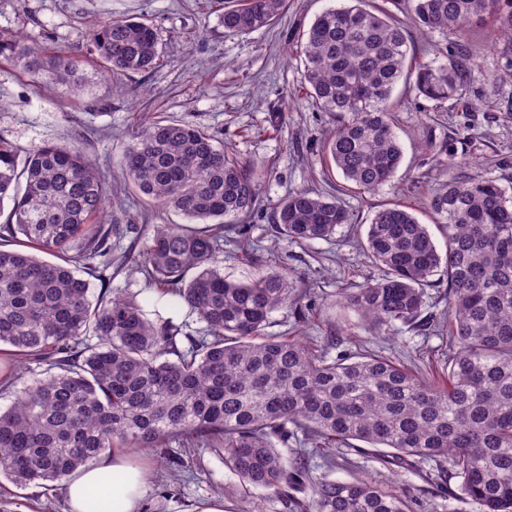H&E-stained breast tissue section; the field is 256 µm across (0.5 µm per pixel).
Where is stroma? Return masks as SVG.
Here are the masks:
<instances>
[{
	"label": "stroma",
	"instance_id": "35a3bbf8",
	"mask_svg": "<svg viewBox=\"0 0 512 512\" xmlns=\"http://www.w3.org/2000/svg\"><path fill=\"white\" fill-rule=\"evenodd\" d=\"M342 2L288 0L273 24L228 35L220 22L223 0H0L1 42L22 38L65 54H82V31L109 16L144 19L160 38L159 60L146 73L112 77L98 61H89L87 94L80 101L29 74L0 71V136L27 149L46 141L77 144L112 188V205L103 223L135 225L125 242L137 250L149 243L154 225L181 221L175 213L134 196L119 164L141 117L208 130L244 160L268 169L265 200L276 202L301 189L338 197L353 221L338 228L330 241L290 245L272 232L268 209L248 217L250 238L259 245L265 265L283 257L297 287L307 291L305 315L290 309L275 312L267 334L317 345L331 335L335 344L330 356L369 351L440 382L447 331L421 333L402 325L378 335L352 310L341 307L338 296L341 289L355 287L374 273L357 241L364 238L381 205H408L426 224L427 198L445 176H491L512 191V83L493 86L483 78L512 64V52L504 40L493 39L489 27L473 28L468 48L477 72L457 102L435 105L419 96L412 82H399L393 101L402 166L391 185L372 194L356 193L347 190L343 177L322 155L332 121L309 97L298 55L315 16ZM375 2L403 23L418 63L449 55L444 35L415 26L406 9L392 0ZM139 458L151 472L142 512H194L199 503L214 497L223 498L226 512H291L262 490L240 499L234 491L237 477L210 449L173 440L140 452ZM311 476L341 481L394 478L416 499L415 512H481L477 503L457 497L455 481L438 486L412 472L393 473L373 450L337 454L334 470L316 466ZM1 502L9 512H63L64 489L20 488L1 479Z\"/></svg>",
	"mask_w": 512,
	"mask_h": 512
}]
</instances>
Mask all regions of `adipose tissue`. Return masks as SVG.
<instances>
[{"label": "adipose tissue", "instance_id": "obj_1", "mask_svg": "<svg viewBox=\"0 0 512 512\" xmlns=\"http://www.w3.org/2000/svg\"><path fill=\"white\" fill-rule=\"evenodd\" d=\"M149 471L132 455H101L71 475L67 512H140Z\"/></svg>", "mask_w": 512, "mask_h": 512}]
</instances>
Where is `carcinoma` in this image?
Listing matches in <instances>:
<instances>
[{"mask_svg": "<svg viewBox=\"0 0 512 512\" xmlns=\"http://www.w3.org/2000/svg\"><path fill=\"white\" fill-rule=\"evenodd\" d=\"M285 0H224L227 34L269 26ZM422 29L465 44L479 22L512 46V0H407ZM114 73H142L160 54L143 20L111 18L83 33ZM318 111L336 117L323 155L344 180L376 192L396 176L403 152L392 93L404 77L442 105L463 98L476 69L458 51L417 65L392 13L353 0L317 15L300 44ZM0 62L45 77L75 100L86 93L84 59L16 39ZM121 166L140 195L181 214L157 224L147 247L119 261L142 274L156 302L184 305L205 323L198 335L154 312L138 294L92 297L78 269L104 283L112 238L100 224L111 191L75 144L25 150L0 137V345L44 365L0 411V477L19 487L62 483L113 448L201 444L224 460L247 497L272 492L296 512H414L394 482L310 481L313 458L335 467L336 446L391 449V458L442 476L449 464L460 498L483 512H512V196L497 179L457 176L427 200L445 236L440 253L410 207L375 211L362 249L377 274L344 288L340 302L375 333L397 325L427 331L426 289L448 285L446 381L436 384L378 354L338 355L265 333L273 313L298 306L288 276L268 271L238 220L262 207L268 172L187 123L138 124ZM291 244L330 240L351 223L339 198L294 191L273 207ZM205 226H199V223ZM254 265L246 281L217 265L224 244ZM45 253L58 258L49 262Z\"/></svg>", "mask_w": 512, "mask_h": 512, "instance_id": "obj_1", "label": "carcinoma"}]
</instances>
